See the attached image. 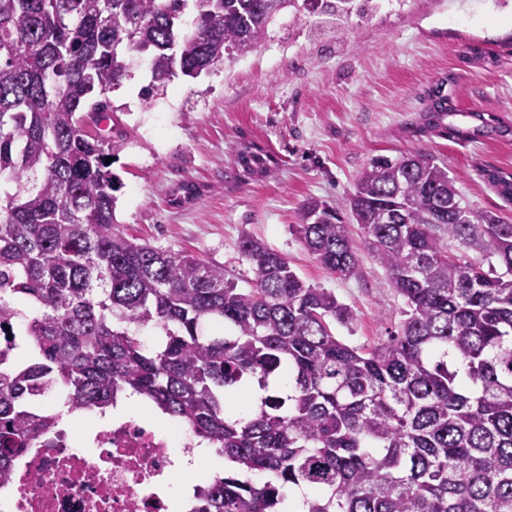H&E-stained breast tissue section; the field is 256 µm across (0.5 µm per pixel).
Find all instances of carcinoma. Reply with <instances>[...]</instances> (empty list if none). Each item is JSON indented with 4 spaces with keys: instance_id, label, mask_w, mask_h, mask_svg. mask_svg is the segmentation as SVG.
I'll return each mask as SVG.
<instances>
[{
    "instance_id": "carcinoma-1",
    "label": "carcinoma",
    "mask_w": 512,
    "mask_h": 512,
    "mask_svg": "<svg viewBox=\"0 0 512 512\" xmlns=\"http://www.w3.org/2000/svg\"><path fill=\"white\" fill-rule=\"evenodd\" d=\"M284 10L340 35L379 6L0 0V177L15 186L0 195V339L23 347L0 368V481L49 428L32 400L60 387L72 410L135 394L216 445L236 471L199 490L193 512H512V224L463 205L447 167L376 160L347 199L405 304L398 330L369 348L332 331L353 321L350 307L254 236L240 240L252 278L239 288L224 267L140 243L115 222L121 183L105 159L123 141L88 128L131 78L128 34L150 64L147 101L253 52ZM427 97L430 129L502 132L439 87ZM232 151L249 174L273 163L254 145ZM486 177L512 201L511 179ZM292 230L327 272H358L338 209L307 199ZM146 327L161 331L153 345L138 336ZM249 379L263 390L281 379L287 394L227 412L225 395ZM294 487L311 491L296 507Z\"/></svg>"
}]
</instances>
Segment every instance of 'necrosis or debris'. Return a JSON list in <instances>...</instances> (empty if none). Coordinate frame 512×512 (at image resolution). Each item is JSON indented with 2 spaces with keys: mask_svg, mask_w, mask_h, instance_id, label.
Instances as JSON below:
<instances>
[{
  "mask_svg": "<svg viewBox=\"0 0 512 512\" xmlns=\"http://www.w3.org/2000/svg\"><path fill=\"white\" fill-rule=\"evenodd\" d=\"M46 443L11 461L0 483L8 512H190L195 477H179L176 449L191 453L198 440L172 432L150 416L115 421L90 431L53 423ZM182 478L189 494L176 502L171 490Z\"/></svg>",
  "mask_w": 512,
  "mask_h": 512,
  "instance_id": "necrosis-or-debris-1",
  "label": "necrosis or debris"
}]
</instances>
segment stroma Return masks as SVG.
<instances>
[{
	"mask_svg": "<svg viewBox=\"0 0 512 512\" xmlns=\"http://www.w3.org/2000/svg\"><path fill=\"white\" fill-rule=\"evenodd\" d=\"M290 19L277 17L248 56L178 78L148 103L147 60L128 53L132 77L110 94L124 134L112 164L123 184L116 220L127 235L223 266L241 288L251 280L241 236L264 240L353 310L336 335L369 347L401 321V297L368 251L355 276L325 271L292 230L298 210L309 198L344 208L373 160L424 154L447 165L472 208L512 221V203L484 176H512V0H407L342 39ZM440 83L461 112L457 125L482 112L509 133L465 139L425 128V93ZM240 142L272 153L270 169L243 172L231 152Z\"/></svg>",
	"mask_w": 512,
	"mask_h": 512,
	"instance_id": "stroma-1",
	"label": "stroma"
}]
</instances>
